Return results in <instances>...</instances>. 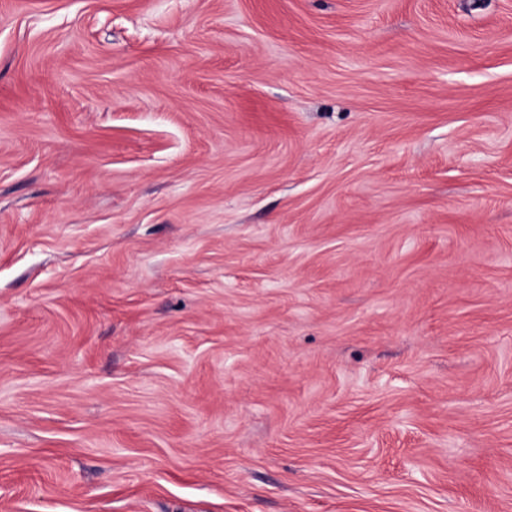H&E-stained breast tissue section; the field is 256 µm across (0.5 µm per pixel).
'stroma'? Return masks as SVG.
Returning <instances> with one entry per match:
<instances>
[{"label":"stroma","mask_w":512,"mask_h":512,"mask_svg":"<svg viewBox=\"0 0 512 512\" xmlns=\"http://www.w3.org/2000/svg\"><path fill=\"white\" fill-rule=\"evenodd\" d=\"M0 512H512V0H0Z\"/></svg>","instance_id":"1"}]
</instances>
